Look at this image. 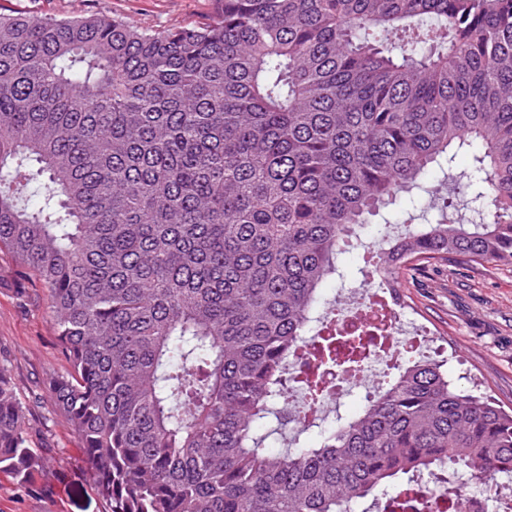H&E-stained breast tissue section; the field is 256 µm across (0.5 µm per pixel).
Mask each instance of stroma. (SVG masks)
Instances as JSON below:
<instances>
[{
  "label": "stroma",
  "instance_id": "stroma-1",
  "mask_svg": "<svg viewBox=\"0 0 512 512\" xmlns=\"http://www.w3.org/2000/svg\"><path fill=\"white\" fill-rule=\"evenodd\" d=\"M0 9L34 16L69 18L103 12L148 29L203 23L217 16L218 0H0ZM427 196L404 203L391 224L381 225L391 241L410 226L436 220ZM17 267L0 253V368L29 409L31 447L44 456V469L28 485L0 472V512H106L85 464L82 442L58 412L47 390L68 364L58 346L48 292L36 278L25 296L14 289ZM402 334L421 324L436 338L428 359L444 360L460 388L512 409V265L472 264L458 257L404 272L398 290Z\"/></svg>",
  "mask_w": 512,
  "mask_h": 512
}]
</instances>
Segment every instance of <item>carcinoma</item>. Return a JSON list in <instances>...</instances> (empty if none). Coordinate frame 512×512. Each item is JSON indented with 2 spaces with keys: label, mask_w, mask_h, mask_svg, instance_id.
I'll return each mask as SVG.
<instances>
[{
  "label": "carcinoma",
  "mask_w": 512,
  "mask_h": 512,
  "mask_svg": "<svg viewBox=\"0 0 512 512\" xmlns=\"http://www.w3.org/2000/svg\"><path fill=\"white\" fill-rule=\"evenodd\" d=\"M201 25L0 12V250L37 277L50 384L107 512H345L400 474L512 473V411L409 354L352 417L282 406L335 361L321 284L430 166L477 151L479 218L423 224L369 278L512 264V0H219ZM433 23L413 38L422 19ZM36 203L20 204L32 184ZM0 371V471L44 462Z\"/></svg>",
  "instance_id": "1"
}]
</instances>
